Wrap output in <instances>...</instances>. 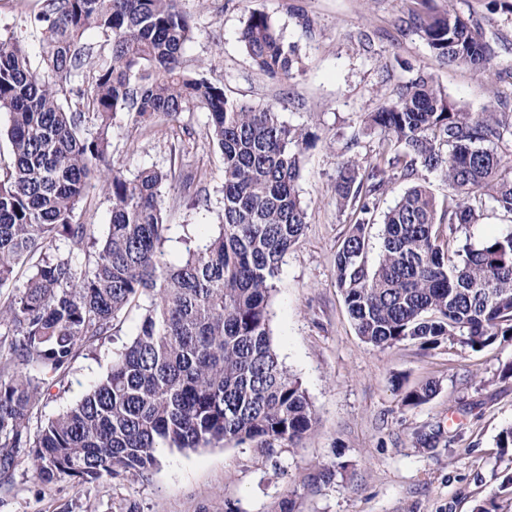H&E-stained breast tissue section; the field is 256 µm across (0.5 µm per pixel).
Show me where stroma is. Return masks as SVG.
Segmentation results:
<instances>
[{
	"instance_id": "1",
	"label": "stroma",
	"mask_w": 512,
	"mask_h": 512,
	"mask_svg": "<svg viewBox=\"0 0 512 512\" xmlns=\"http://www.w3.org/2000/svg\"><path fill=\"white\" fill-rule=\"evenodd\" d=\"M180 7L195 32L183 52L187 69L204 68L228 99L276 107L286 124L310 134L298 181L308 224L284 258L269 311L273 347L301 381L317 422L298 447H282L270 458L248 443L163 449L146 480L43 483L23 462L0 485V512H59L66 503L75 512H112L120 501L138 512H224L228 506L280 512L289 501L294 512H477L492 497L499 512H512V493L501 488L512 476V452L496 445L499 432L512 426V377L503 374L512 367V338L482 349L448 340L432 349L412 341L386 349L364 342L335 283L336 253L351 224L333 191L343 160L362 163L376 149L379 134L367 129L365 118L401 83L427 77L467 112L512 98V0H181ZM40 8V0H0V35L18 37L34 59L40 36L28 19ZM450 8L479 23L494 44V80L440 63L407 23L412 13ZM253 11L269 14L285 40L296 44L301 72L272 79L255 67L238 39ZM306 19L313 25L308 35L302 31ZM208 123V112L194 107L175 120L144 124L121 113L112 126V165L129 176L144 167L177 173L163 189L165 250L173 261L184 256L182 240L198 225L218 231L224 164ZM414 184L427 186L440 202L451 194L446 181L421 168L412 180L389 185L378 213ZM110 217L106 191L96 186L77 219L100 240ZM509 231L512 216L488 208L477 223L455 230L452 246H475ZM143 312L140 306L125 309L111 339L78 355L65 394L41 400L31 429L107 375ZM429 382L437 385L431 399L403 404V392ZM438 424L450 441L419 444V434Z\"/></svg>"
}]
</instances>
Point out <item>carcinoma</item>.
<instances>
[{
  "label": "carcinoma",
  "instance_id": "carcinoma-1",
  "mask_svg": "<svg viewBox=\"0 0 512 512\" xmlns=\"http://www.w3.org/2000/svg\"><path fill=\"white\" fill-rule=\"evenodd\" d=\"M180 0H43L29 25L40 34V65L14 36L0 35V112L9 115L11 162L0 167V481L28 450L34 478L85 485L126 475L147 479L161 448L196 452L253 443L266 456L294 447L315 424L306 391L276 353L269 298L284 256L303 234L307 205L297 182L308 134L271 106L229 100L200 67L186 69L193 28ZM435 56L479 75L491 71L493 44L482 27L453 11L414 18ZM112 37L109 57L83 42ZM240 42L271 78L299 70L296 48L273 19L253 12ZM76 101L62 99L65 87ZM194 106L209 112L208 135L224 160L218 233L185 239L186 256L166 257L163 188L171 173L132 177L103 166L123 112L139 123ZM381 140L369 163L338 168L336 205L352 230L336 253L335 282L358 335L386 348H430L460 337L471 348L512 336V231L462 252L455 226L491 207L512 215V170L500 144L512 141V101L483 112L457 109L419 76L369 113ZM453 190L443 209L424 186L385 213L378 263L368 266L364 230L379 195L417 167ZM112 207L105 238L76 221L98 182ZM82 253L85 268L72 260ZM29 275L16 284L17 268ZM148 300L134 339L105 378L36 435L41 397L63 381L81 349L112 335L118 316ZM432 384L407 391L419 405Z\"/></svg>",
  "mask_w": 512,
  "mask_h": 512
}]
</instances>
